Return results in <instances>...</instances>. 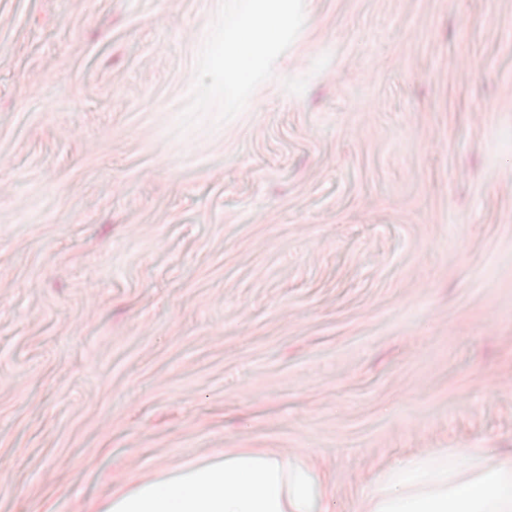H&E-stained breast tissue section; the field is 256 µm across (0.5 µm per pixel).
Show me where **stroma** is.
Segmentation results:
<instances>
[{"label":"stroma","instance_id":"stroma-1","mask_svg":"<svg viewBox=\"0 0 512 512\" xmlns=\"http://www.w3.org/2000/svg\"><path fill=\"white\" fill-rule=\"evenodd\" d=\"M442 448L512 450V0H0V512ZM272 24L271 18L251 22L245 34L226 49V55L230 61L237 66L246 63L253 48L269 37Z\"/></svg>","mask_w":512,"mask_h":512}]
</instances>
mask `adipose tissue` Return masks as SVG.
Masks as SVG:
<instances>
[{"label":"adipose tissue","mask_w":512,"mask_h":512,"mask_svg":"<svg viewBox=\"0 0 512 512\" xmlns=\"http://www.w3.org/2000/svg\"><path fill=\"white\" fill-rule=\"evenodd\" d=\"M325 496L303 458L231 450L160 472L104 512H327ZM364 512H512V455L456 448L396 463L373 479Z\"/></svg>","instance_id":"adipose-tissue-1"}]
</instances>
